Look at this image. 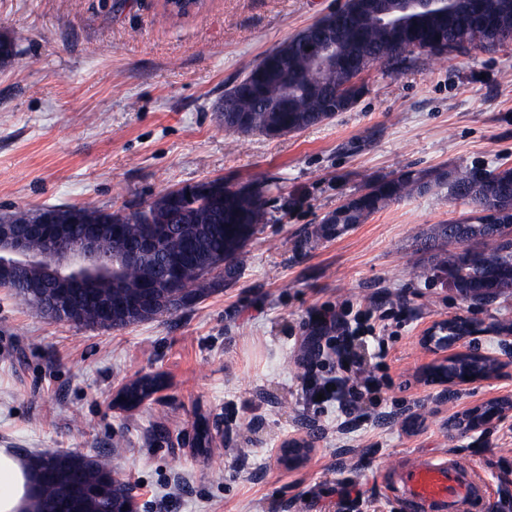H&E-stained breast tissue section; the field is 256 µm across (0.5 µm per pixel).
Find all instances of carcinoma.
Segmentation results:
<instances>
[{
  "label": "carcinoma",
  "instance_id": "carcinoma-1",
  "mask_svg": "<svg viewBox=\"0 0 512 512\" xmlns=\"http://www.w3.org/2000/svg\"><path fill=\"white\" fill-rule=\"evenodd\" d=\"M497 30L486 35L478 28V20L470 12L461 10L452 19L435 15L416 17L412 25L389 28L373 15L353 11L336 39V58L354 56L365 67L382 60L404 58L415 53L443 57L471 48L490 50L512 42V0H497ZM438 36L443 49L433 51L425 44ZM281 48L266 54L259 62L247 64L241 81L224 92V130L237 134L259 133L270 138L297 133L322 124L335 116L320 112L310 90L316 82L317 71L310 56L296 52L292 64L283 67L278 55ZM350 77L341 68L324 76V85L332 93L338 89L349 95L355 91L345 87ZM288 104V111L274 112L277 105ZM448 189V197L461 199L471 206L468 215L442 224L432 225L422 234L421 250L429 257L415 263L418 272L440 273L448 279V286L466 301L487 305L502 296L512 294V165L502 163L493 169L479 167H444L431 170L403 168L390 177L368 184L360 193L349 198L343 207L348 216L343 224H362L370 216L403 198L425 195L434 190ZM507 191L510 202L504 207L500 223H483L482 212L490 198ZM265 189L250 184L224 183L220 194L190 196L171 189L144 207L141 220L126 217L123 226L124 242L135 246L147 236L152 227L161 226V249L168 255H184L177 288H163L161 295L172 291L183 292L194 305L215 291L217 282L212 274L225 273L224 280L232 279L248 261L247 246L265 221ZM51 213L62 224L71 225L73 234L81 235L88 224H111L124 211H109L95 207L77 210L49 208L38 211L19 210L9 221L13 224H37ZM155 273L154 259L144 256L134 264L120 269V278L126 283L124 292L129 297L141 294L142 286ZM35 274L21 276L16 282H6L11 295L41 311L39 301L29 293ZM112 300V280H101L95 295L71 290L70 301L82 314L81 325L89 328H122L146 321L133 309L114 321L101 308ZM494 371V362L472 354L457 357L448 363V379L488 376ZM162 385L159 376H144L128 383L121 394L123 406L133 407L156 392ZM512 408V401L503 399L468 412L462 425H482ZM83 468L85 488L73 502V512H133V486L112 464L108 455L87 456L76 453L30 455L24 464L37 466L53 473L36 491L35 512H51L56 501L70 487L71 474Z\"/></svg>",
  "mask_w": 512,
  "mask_h": 512
}]
</instances>
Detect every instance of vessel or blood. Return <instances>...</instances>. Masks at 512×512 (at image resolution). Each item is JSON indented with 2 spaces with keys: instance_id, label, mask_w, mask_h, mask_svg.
<instances>
[{
  "instance_id": "b4317fda",
  "label": "vessel or blood",
  "mask_w": 512,
  "mask_h": 512,
  "mask_svg": "<svg viewBox=\"0 0 512 512\" xmlns=\"http://www.w3.org/2000/svg\"><path fill=\"white\" fill-rule=\"evenodd\" d=\"M394 478L406 512H474L484 498L477 471L454 457L421 460Z\"/></svg>"
}]
</instances>
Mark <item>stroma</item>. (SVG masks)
I'll list each match as a JSON object with an SVG mask.
<instances>
[{
    "label": "stroma",
    "instance_id": "35a3bbf8",
    "mask_svg": "<svg viewBox=\"0 0 512 512\" xmlns=\"http://www.w3.org/2000/svg\"><path fill=\"white\" fill-rule=\"evenodd\" d=\"M345 0H204L164 18V0H0V35L22 32L0 66V218L89 205L133 211L165 190L223 177L266 185L267 221L232 282L172 317L93 330L38 315L0 288V448L109 455L135 486L134 512H405L391 464L454 454L484 481L477 512H512V409L459 434L449 422L512 400V295L461 299L416 274L415 241L468 215L441 189L392 203L310 242L321 218L405 167L512 164V45L449 59L416 54L368 68L353 107L269 139L225 132L216 108L246 64ZM391 316L384 348L359 336L355 367L381 383L354 408L306 404V377L336 375V333L316 316ZM469 319L449 346L500 364L451 389L428 384L421 338ZM163 387L116 401L143 375ZM224 440L195 445L201 420ZM290 441L304 462H280Z\"/></svg>",
    "mask_w": 512,
    "mask_h": 512
}]
</instances>
